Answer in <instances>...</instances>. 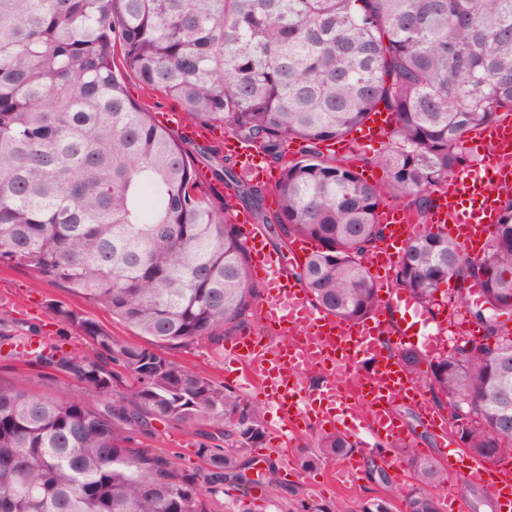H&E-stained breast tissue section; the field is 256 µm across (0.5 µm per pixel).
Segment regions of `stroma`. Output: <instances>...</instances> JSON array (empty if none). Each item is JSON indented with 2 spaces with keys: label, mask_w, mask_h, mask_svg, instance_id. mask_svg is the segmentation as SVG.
Masks as SVG:
<instances>
[{
  "label": "stroma",
  "mask_w": 512,
  "mask_h": 512,
  "mask_svg": "<svg viewBox=\"0 0 512 512\" xmlns=\"http://www.w3.org/2000/svg\"><path fill=\"white\" fill-rule=\"evenodd\" d=\"M57 303L76 309L97 321L113 335L134 340V333L125 325L113 321L104 309L92 306L81 297L56 287L31 271L0 265V306L10 310L13 318L27 327L37 328L39 335L49 336L65 350L86 348L79 329L48 319L45 309ZM170 358L180 365L208 375L217 383L235 387L244 363L238 357L209 348L190 346L173 350ZM0 377H21L33 389L58 396L79 398L83 391L73 379L45 365L8 355L0 350ZM260 413L264 437L257 446L256 457L250 458L251 484L225 486L218 495L216 512H297L300 503H319L333 508L334 512H359L361 503L371 497H380L399 506L409 483L406 471L388 466L384 458L367 457L358 474L356 486L336 488L332 476L334 461L320 463L311 469L302 468L298 458L302 448L312 446L317 428L301 430L292 442H285L279 435L281 422L274 409L267 406L254 391L244 394ZM395 412L409 437L410 445L423 449L433 457H441L440 432L428 429L416 406L410 401L399 400ZM206 428L187 430L169 422L157 421L150 434L140 437L142 447L174 457L185 469L199 468L196 450L206 442ZM276 481V489H269V481Z\"/></svg>",
  "instance_id": "obj_1"
}]
</instances>
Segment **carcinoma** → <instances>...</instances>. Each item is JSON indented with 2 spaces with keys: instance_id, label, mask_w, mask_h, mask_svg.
<instances>
[{
  "instance_id": "carcinoma-1",
  "label": "carcinoma",
  "mask_w": 512,
  "mask_h": 512,
  "mask_svg": "<svg viewBox=\"0 0 512 512\" xmlns=\"http://www.w3.org/2000/svg\"><path fill=\"white\" fill-rule=\"evenodd\" d=\"M123 68L114 61L115 48ZM176 100L190 120L224 125L280 169L253 183L207 145L190 152L131 99L122 70ZM394 114L386 176L372 184L324 142L371 113ZM512 112V0H0V264L28 269L108 311L144 340H124L50 304L48 316L92 345L46 362L94 405L0 379V512H207L211 494L248 482L249 450L264 430L232 389L165 350L219 349L257 319L239 225L241 205L284 248L317 250L293 276L341 321L381 306L364 265L385 238L380 211L421 223L448 177L473 162L463 142ZM224 184L199 192L196 161ZM278 198L275 210L266 198ZM395 283L422 304L468 308L482 335H460L436 356L398 350L403 367L473 455L512 457V193L480 257L447 230L408 238ZM456 287L440 291L450 280ZM154 420L208 425L203 467L135 446ZM338 433L300 452L304 468L347 455ZM411 482L407 512H440L448 473L408 445L394 450Z\"/></svg>"
}]
</instances>
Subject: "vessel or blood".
<instances>
[{
	"label": "vessel or blood",
	"instance_id": "vessel-or-blood-1",
	"mask_svg": "<svg viewBox=\"0 0 512 512\" xmlns=\"http://www.w3.org/2000/svg\"><path fill=\"white\" fill-rule=\"evenodd\" d=\"M155 120L190 142L223 141L226 152L238 157L245 177L256 180L268 175L262 155L238 141L224 139L219 129L190 123L177 112L157 113ZM393 124L389 112L372 113L351 143L359 147L377 140ZM467 141L471 147L488 148L489 158L449 179L436 194L428 223L436 229H450L467 251L477 256L498 220L502 192L512 188V120L471 133ZM381 221L388 235L365 264L379 292L393 298L395 305L410 316L418 343L428 352H437L445 344L443 328L431 327L410 291L392 287L388 278L407 238L417 227L410 224L404 211L392 206L382 211ZM240 225L250 249L252 277L268 289L271 297L259 313V331L236 337L226 350L246 359L244 388L256 391L276 407L286 432H298L305 422L363 437L356 456L337 469L336 484L354 483L363 458L404 442L403 426L394 412L396 400H411L428 427L447 433V415L427 399L397 359L384 352L382 336L388 330L384 318L345 323L315 309L305 288L284 275L278 259L267 252L264 237L250 217H243ZM312 370L325 376L314 393L304 385L305 374ZM448 469L460 477L452 494L455 502H462L470 488L487 487L504 495L507 512H512L511 458L488 461L472 456L465 460L458 449L452 448L448 451Z\"/></svg>",
	"mask_w": 512,
	"mask_h": 512
}]
</instances>
